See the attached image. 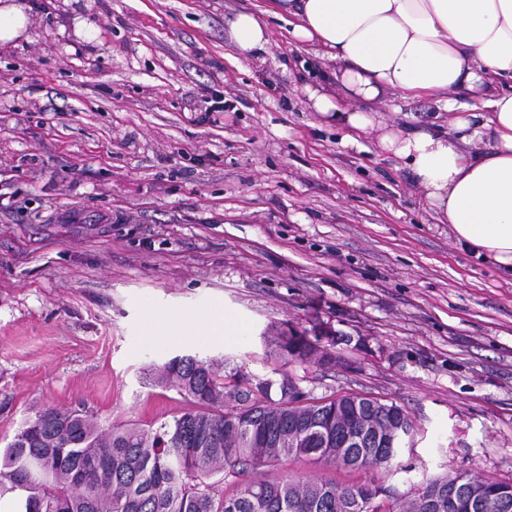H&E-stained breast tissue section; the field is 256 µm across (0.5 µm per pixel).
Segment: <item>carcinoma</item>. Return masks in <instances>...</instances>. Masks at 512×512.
I'll return each instance as SVG.
<instances>
[{
	"instance_id": "1",
	"label": "carcinoma",
	"mask_w": 512,
	"mask_h": 512,
	"mask_svg": "<svg viewBox=\"0 0 512 512\" xmlns=\"http://www.w3.org/2000/svg\"><path fill=\"white\" fill-rule=\"evenodd\" d=\"M281 355L314 358L324 368L336 355L320 337H281ZM286 372L272 380L242 366L217 374L192 355H177L156 369L155 384L174 388L189 408L170 421L144 428L129 424L104 430L83 410L42 406L22 422L0 458V500L13 512H372L371 501H389L401 512L403 497L416 495V512H448L437 501L448 490L464 492L466 473L436 476L402 492L393 485L333 479L274 480L265 473L284 459L303 458L336 467V448L312 437L308 448H280L291 417L308 413L321 421L336 414L350 421L376 411L377 399L341 395L305 399L293 407ZM279 397H271L272 387ZM403 447L359 442L345 448L343 471H390ZM512 486L484 479L480 512H512Z\"/></svg>"
}]
</instances>
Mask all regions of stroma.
Returning a JSON list of instances; mask_svg holds the SVG:
<instances>
[{"label": "stroma", "instance_id": "35a3bbf8", "mask_svg": "<svg viewBox=\"0 0 512 512\" xmlns=\"http://www.w3.org/2000/svg\"><path fill=\"white\" fill-rule=\"evenodd\" d=\"M262 2L0 0L28 9L0 46V450L46 403L105 429L180 415L152 372L191 354L403 407L400 469L354 480L512 483V276L455 243L379 130L314 111L335 62L274 18L262 58L237 53L228 22ZM367 108L448 123L426 98ZM216 304L249 334L147 333ZM294 332L329 337L335 368L280 357Z\"/></svg>", "mask_w": 512, "mask_h": 512}]
</instances>
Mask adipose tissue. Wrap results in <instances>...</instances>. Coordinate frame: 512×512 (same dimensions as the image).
Returning a JSON list of instances; mask_svg holds the SVG:
<instances>
[{
	"instance_id": "adipose-tissue-1",
	"label": "adipose tissue",
	"mask_w": 512,
	"mask_h": 512,
	"mask_svg": "<svg viewBox=\"0 0 512 512\" xmlns=\"http://www.w3.org/2000/svg\"><path fill=\"white\" fill-rule=\"evenodd\" d=\"M287 20L292 37L336 60L343 99L312 89L313 109L337 125L380 127L382 151L402 161L439 223L458 244L512 274V0H269L242 12L229 37L243 56L270 42L266 17ZM429 98L447 111L455 135L405 130L342 100L389 94ZM485 112L476 122L474 110ZM223 308L153 323L154 336L245 335Z\"/></svg>"
}]
</instances>
